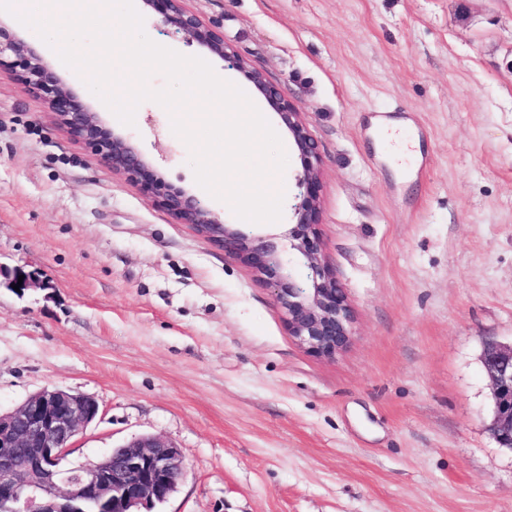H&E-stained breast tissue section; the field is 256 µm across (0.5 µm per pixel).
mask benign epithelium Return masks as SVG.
<instances>
[{"label":"benign epithelium","mask_w":512,"mask_h":512,"mask_svg":"<svg viewBox=\"0 0 512 512\" xmlns=\"http://www.w3.org/2000/svg\"><path fill=\"white\" fill-rule=\"evenodd\" d=\"M141 2L159 12L163 25L186 43L206 49L242 73L274 110L301 166L295 175L299 194L288 206V223L280 232L225 224L200 200L167 183L129 137L107 129L36 49L1 25L0 56L11 53L19 59L29 91L41 96L59 123L112 170L161 199L178 222L192 225L252 268L273 290L285 311L288 332L300 346L319 357H335L350 341L353 312L346 289L320 260L322 158L302 113L285 88L268 82L223 34L187 9L184 0ZM300 265L309 269L304 280L296 273ZM482 361L493 399L489 430L499 447L512 451V344L484 341ZM98 414L95 398L57 387H44L13 411L0 413V512H86L89 504L112 512H142L169 498L184 463L177 446L161 435L135 437L75 467L65 464L74 438Z\"/></svg>","instance_id":"obj_1"}]
</instances>
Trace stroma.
Returning <instances> with one entry per match:
<instances>
[{"mask_svg":"<svg viewBox=\"0 0 512 512\" xmlns=\"http://www.w3.org/2000/svg\"><path fill=\"white\" fill-rule=\"evenodd\" d=\"M285 87L323 159L318 231L347 291L335 358L288 333L271 289L76 141L0 66V411L55 386L95 397L70 459L141 435L184 475L153 512H512L483 343L512 342V0H186ZM155 43L243 74L143 13ZM166 182L195 181L168 112L123 125ZM399 123L419 154L379 133ZM41 285L11 289L7 270Z\"/></svg>","mask_w":512,"mask_h":512,"instance_id":"obj_1","label":"stroma"}]
</instances>
